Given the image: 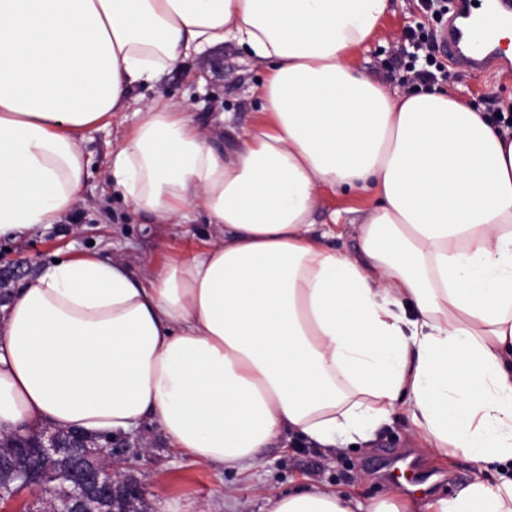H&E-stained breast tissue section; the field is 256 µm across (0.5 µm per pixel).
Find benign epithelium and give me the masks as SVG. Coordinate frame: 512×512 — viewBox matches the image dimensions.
Returning <instances> with one entry per match:
<instances>
[{"mask_svg":"<svg viewBox=\"0 0 512 512\" xmlns=\"http://www.w3.org/2000/svg\"><path fill=\"white\" fill-rule=\"evenodd\" d=\"M84 448L85 465L76 477L63 464L64 446L56 431L44 428L37 437L36 446L41 459L56 463L44 469L37 481L28 472L15 471L11 480L37 492L42 501L59 497L70 505L69 512H121L123 500L146 498L141 482L132 474H121L113 464L105 463L108 448L113 445L110 435L88 438L75 434Z\"/></svg>","mask_w":512,"mask_h":512,"instance_id":"1","label":"benign epithelium"}]
</instances>
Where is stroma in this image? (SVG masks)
Here are the masks:
<instances>
[{"instance_id":"obj_1","label":"stroma","mask_w":512,"mask_h":512,"mask_svg":"<svg viewBox=\"0 0 512 512\" xmlns=\"http://www.w3.org/2000/svg\"><path fill=\"white\" fill-rule=\"evenodd\" d=\"M442 27V21L426 13L419 0H390L379 32L352 53L349 61L363 75L399 91V84L390 81L386 69L398 40L411 28L434 31ZM265 76L245 50L228 41L166 71L144 95H161L189 105L192 117L203 126L228 112L233 125L245 128L257 118L259 103L253 88ZM433 84L490 115L512 106V75L466 71L449 63ZM133 123L131 113L121 112L110 125L86 132L83 149L90 161L88 173L76 203L59 223L42 225L23 238H0L1 291L17 290L59 251L73 256L93 254L106 260L125 255L133 272L139 274L201 247L215 235L214 225L199 220L182 225L149 223L108 186L104 173ZM113 443L118 450V471L134 474L145 486L148 512H183L191 502L203 504L207 512H263L261 488L285 492L306 479L364 501L397 495L400 487L386 479L380 468L388 451L410 452L424 470L436 473L438 482L432 488L436 495L454 493L471 479L473 471L463 457L431 454L400 412L371 443L327 454L294 437L265 449L247 473L196 462L171 448L159 425L151 421L143 422L129 440L114 436Z\"/></svg>"}]
</instances>
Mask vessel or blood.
Segmentation results:
<instances>
[{"instance_id":"b4317fda","label":"vessel or blood","mask_w":512,"mask_h":512,"mask_svg":"<svg viewBox=\"0 0 512 512\" xmlns=\"http://www.w3.org/2000/svg\"><path fill=\"white\" fill-rule=\"evenodd\" d=\"M512 29V0H458L440 45L449 59L468 70L512 73V58L497 46L500 30ZM391 479H405L413 487L425 484L427 475L405 457L394 458L388 470Z\"/></svg>"}]
</instances>
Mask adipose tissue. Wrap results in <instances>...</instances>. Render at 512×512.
<instances>
[{
	"label": "adipose tissue",
	"instance_id": "adipose-tissue-1",
	"mask_svg": "<svg viewBox=\"0 0 512 512\" xmlns=\"http://www.w3.org/2000/svg\"><path fill=\"white\" fill-rule=\"evenodd\" d=\"M389 0H0V237L55 224L81 143L138 118L105 179L159 224L218 234L138 276L57 253L0 308V432L121 434L147 419L240 473L296 434L372 441L404 411L473 478L365 502L304 484L266 512H512V132L445 91L390 92L351 67ZM267 76L232 147L134 90L214 45ZM374 196L358 252L328 246L325 196Z\"/></svg>",
	"mask_w": 512,
	"mask_h": 512
}]
</instances>
